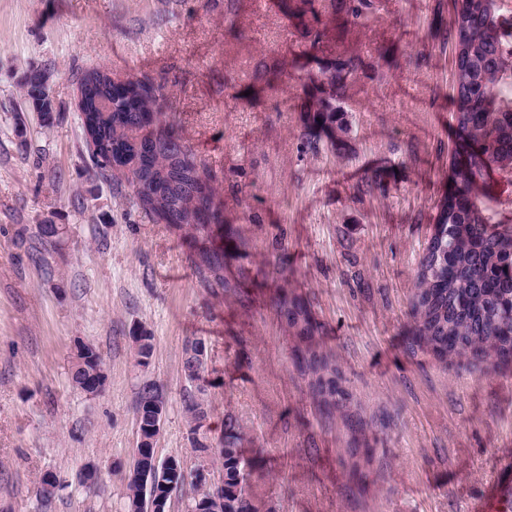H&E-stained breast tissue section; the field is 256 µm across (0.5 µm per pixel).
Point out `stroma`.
I'll return each mask as SVG.
<instances>
[{"instance_id":"35a3bbf8","label":"stroma","mask_w":512,"mask_h":512,"mask_svg":"<svg viewBox=\"0 0 512 512\" xmlns=\"http://www.w3.org/2000/svg\"><path fill=\"white\" fill-rule=\"evenodd\" d=\"M354 42L367 66L344 104L342 143L302 147L299 72L251 98L256 67L292 58L263 0H0V512H127L136 392L166 410L155 454L187 475L183 351L205 344L207 436L245 431L255 512H473L494 482L512 491V369L443 364L410 350V302L454 152L452 0H375ZM167 76L199 161L219 176L228 223L248 244V303L202 288L178 234L98 178L74 105L78 69ZM52 73L49 126L21 99L30 67ZM384 176L386 193L364 194ZM55 224L64 235H38ZM280 241L288 273L271 254ZM307 298L353 394L323 424L272 305L281 280ZM154 337L140 366L132 337ZM102 355L97 394L73 386L81 345ZM59 487L44 502L40 480Z\"/></svg>"}]
</instances>
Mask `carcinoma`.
Wrapping results in <instances>:
<instances>
[{"label": "carcinoma", "mask_w": 512, "mask_h": 512, "mask_svg": "<svg viewBox=\"0 0 512 512\" xmlns=\"http://www.w3.org/2000/svg\"><path fill=\"white\" fill-rule=\"evenodd\" d=\"M478 8H457V44L453 132L470 148L467 162L448 168V193L438 205L431 246L418 264L410 305V347L429 348L440 359L470 358L512 366V225L494 224L479 200L495 172L512 174V50L499 35L496 0H476ZM285 18L298 51L288 61L263 65L256 92L273 90L288 74V63L300 71L301 143L307 148L324 138L331 146L348 133L342 104L349 98L366 62L343 49L350 27L374 9L373 0H271ZM81 83L83 111L92 121L90 135L99 160L139 162V180H112L132 202L165 220L188 239L189 260L200 284L218 294L248 301L251 282L244 264L248 253L236 227L224 223V195L216 176L197 166L174 110L155 112L153 104L168 99L167 80L151 82L134 75L118 87L112 78L91 67L76 75ZM239 262L228 280V262ZM274 305L296 338L294 364L309 381L321 418L335 420L346 407L348 390L338 382L333 356L317 336L321 326L310 303L281 286ZM103 366L101 354L75 364L72 383L84 389L89 372ZM189 424L207 416V388L183 394ZM162 400L159 387L148 383L136 392L139 429L153 426L152 406ZM243 428L232 414L224 415L219 464L224 471V512H252L248 476L251 461L242 448Z\"/></svg>", "instance_id": "cac0c4a2"}]
</instances>
